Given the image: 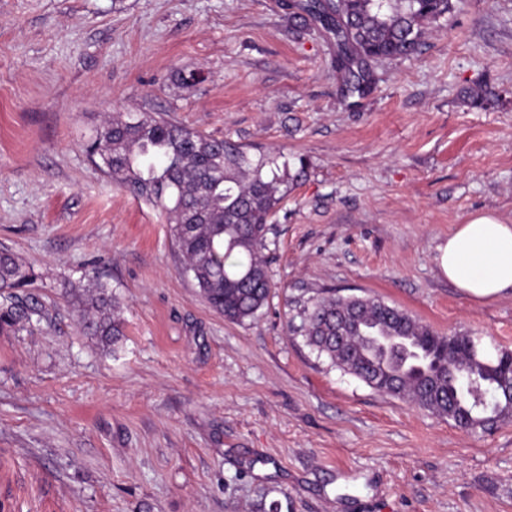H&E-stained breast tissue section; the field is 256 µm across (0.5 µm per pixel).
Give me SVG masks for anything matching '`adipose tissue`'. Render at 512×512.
Instances as JSON below:
<instances>
[{
  "instance_id": "ef3b65f1",
  "label": "adipose tissue",
  "mask_w": 512,
  "mask_h": 512,
  "mask_svg": "<svg viewBox=\"0 0 512 512\" xmlns=\"http://www.w3.org/2000/svg\"><path fill=\"white\" fill-rule=\"evenodd\" d=\"M443 275L466 295L494 299L512 291V224L478 213L438 248Z\"/></svg>"
}]
</instances>
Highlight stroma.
Wrapping results in <instances>:
<instances>
[{
  "label": "stroma",
  "mask_w": 512,
  "mask_h": 512,
  "mask_svg": "<svg viewBox=\"0 0 512 512\" xmlns=\"http://www.w3.org/2000/svg\"><path fill=\"white\" fill-rule=\"evenodd\" d=\"M287 2L0 0V248L42 313L0 331V512H512V418L465 432L291 328L292 300L332 290L512 351V295L469 297L436 262L472 214L512 224V0H452L355 107ZM113 112L302 170L255 319L215 311L166 215L91 161ZM94 272L120 301L111 353L68 295Z\"/></svg>",
  "instance_id": "1"
}]
</instances>
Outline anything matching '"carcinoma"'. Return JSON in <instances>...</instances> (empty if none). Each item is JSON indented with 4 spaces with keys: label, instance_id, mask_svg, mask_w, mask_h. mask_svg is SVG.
<instances>
[{
    "label": "carcinoma",
    "instance_id": "1",
    "mask_svg": "<svg viewBox=\"0 0 512 512\" xmlns=\"http://www.w3.org/2000/svg\"><path fill=\"white\" fill-rule=\"evenodd\" d=\"M451 0H300L293 17L330 28L340 18L347 32L336 39L333 58L344 96L375 91V65L417 55L427 28L451 10ZM101 171L164 212L175 245L202 296L224 319L252 320L267 303L273 282L265 257L280 187L297 180L277 159L250 158L228 139L213 138L153 112H116L96 128L89 146ZM33 284L29 267L0 250V330L23 329L37 309L18 291ZM70 293L85 298L91 315L85 335L111 347L123 335L116 298L99 278ZM306 343L331 366L366 384L386 378L375 391L408 398L422 410L460 428L487 430L512 415V372L487 358L469 336H442L407 312L376 297H310L296 302ZM357 336H390L387 352L363 355Z\"/></svg>",
    "mask_w": 512,
    "mask_h": 512
}]
</instances>
